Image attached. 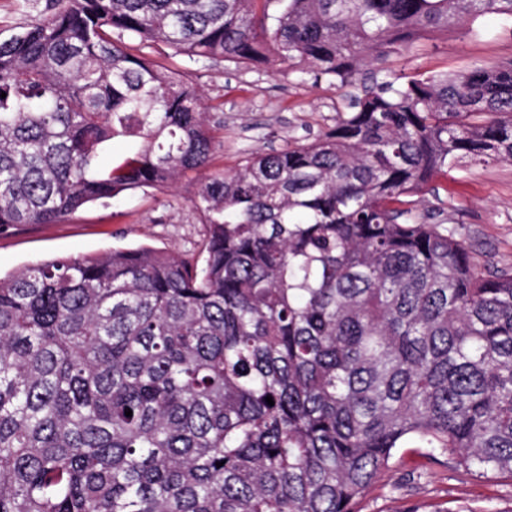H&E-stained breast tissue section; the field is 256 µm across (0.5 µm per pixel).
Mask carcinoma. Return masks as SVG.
Here are the masks:
<instances>
[{"instance_id":"1","label":"carcinoma","mask_w":512,"mask_h":512,"mask_svg":"<svg viewBox=\"0 0 512 512\" xmlns=\"http://www.w3.org/2000/svg\"><path fill=\"white\" fill-rule=\"evenodd\" d=\"M487 14L512 0H48L0 38V230L189 172L207 228L201 266L139 246L0 277V512H356L408 442L512 477V268L423 205L465 160L512 164V62L388 66ZM158 46L286 62L344 111L210 174L224 124Z\"/></svg>"}]
</instances>
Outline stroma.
I'll use <instances>...</instances> for the list:
<instances>
[{
    "mask_svg": "<svg viewBox=\"0 0 512 512\" xmlns=\"http://www.w3.org/2000/svg\"><path fill=\"white\" fill-rule=\"evenodd\" d=\"M156 60L199 85L210 114L223 120V145L210 161L215 171L233 170L251 153L315 138L334 125L344 106L335 86L301 82L296 69L281 61L238 68L224 62L194 63L168 49ZM509 60L512 25L485 15L471 28H452L420 41L411 55L392 56L389 65L414 74ZM434 185L438 193L426 195L427 208L465 227L477 268L512 266V166L465 164L436 178ZM197 189V179L189 176L166 191L139 190L117 201L87 205L58 224L1 232L0 273L52 257L101 255L139 245L202 263L206 227L192 205ZM413 504L423 512H512V478L479 480L459 470L441 450L429 454L402 448L357 509L405 512Z\"/></svg>",
    "mask_w": 512,
    "mask_h": 512,
    "instance_id": "35a3bbf8",
    "label": "stroma"
}]
</instances>
